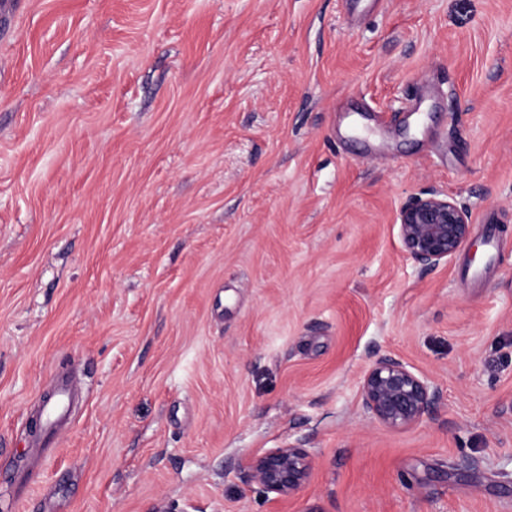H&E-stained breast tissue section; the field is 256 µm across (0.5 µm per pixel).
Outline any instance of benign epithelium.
I'll return each mask as SVG.
<instances>
[{
  "instance_id": "1",
  "label": "benign epithelium",
  "mask_w": 512,
  "mask_h": 512,
  "mask_svg": "<svg viewBox=\"0 0 512 512\" xmlns=\"http://www.w3.org/2000/svg\"><path fill=\"white\" fill-rule=\"evenodd\" d=\"M406 252L426 267H435L470 242V214L454 199L430 192L407 201L397 216ZM364 413L379 423L401 428L433 414L440 390L432 378L417 374L401 358L385 354L370 365L360 384ZM311 469L307 451L272 448L246 465L248 481L265 493L288 497L306 482Z\"/></svg>"
}]
</instances>
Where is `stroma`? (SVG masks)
<instances>
[{
	"label": "stroma",
	"instance_id": "obj_1",
	"mask_svg": "<svg viewBox=\"0 0 512 512\" xmlns=\"http://www.w3.org/2000/svg\"><path fill=\"white\" fill-rule=\"evenodd\" d=\"M0 25V512H512V0ZM430 191L500 256L411 258L397 214ZM384 354L432 416L364 414ZM64 380V428L32 433ZM289 445L293 496L240 474Z\"/></svg>",
	"mask_w": 512,
	"mask_h": 512
}]
</instances>
